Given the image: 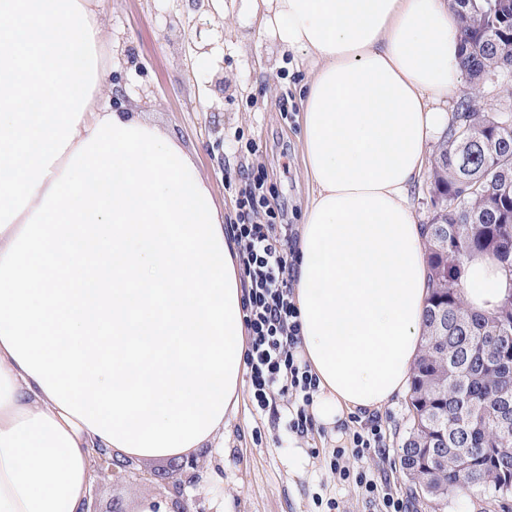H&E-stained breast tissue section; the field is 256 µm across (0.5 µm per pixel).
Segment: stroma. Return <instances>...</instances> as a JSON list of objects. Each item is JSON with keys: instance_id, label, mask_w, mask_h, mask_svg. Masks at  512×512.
I'll return each instance as SVG.
<instances>
[{"instance_id": "35a3bbf8", "label": "stroma", "mask_w": 512, "mask_h": 512, "mask_svg": "<svg viewBox=\"0 0 512 512\" xmlns=\"http://www.w3.org/2000/svg\"><path fill=\"white\" fill-rule=\"evenodd\" d=\"M218 18L211 0H97L109 34L104 49L114 107H127L169 128L207 178L225 215H233L244 171L267 174L271 203L288 207L301 224L313 185L303 150L302 98L310 75L257 25L239 23L237 0ZM380 415L388 459L369 454L362 470L379 489L410 497L399 467L408 428L406 397ZM338 430L314 423L308 436L288 432L284 420L257 412L242 391L224 421V445L198 455L200 482L187 495L188 512H373L364 491L336 478L332 447ZM168 460H134L115 480L94 482L99 512L120 503L131 512L140 499L164 498L170 485L155 480Z\"/></svg>"}]
</instances>
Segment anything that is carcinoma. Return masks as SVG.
I'll return each mask as SVG.
<instances>
[{
    "label": "carcinoma",
    "mask_w": 512,
    "mask_h": 512,
    "mask_svg": "<svg viewBox=\"0 0 512 512\" xmlns=\"http://www.w3.org/2000/svg\"><path fill=\"white\" fill-rule=\"evenodd\" d=\"M453 8L471 92L452 115L432 171L448 209L423 225L429 295L399 465L414 485L430 484L429 501L462 496L479 500L481 512H512V247H496L512 237V123L483 111L474 94L512 44V7L454 0ZM463 128L476 140L465 142ZM476 258L509 275L508 290L484 309L464 298Z\"/></svg>",
    "instance_id": "obj_1"
}]
</instances>
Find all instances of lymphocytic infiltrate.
Segmentation results:
<instances>
[{"mask_svg": "<svg viewBox=\"0 0 512 512\" xmlns=\"http://www.w3.org/2000/svg\"><path fill=\"white\" fill-rule=\"evenodd\" d=\"M262 171H250L246 186L236 197L234 219L225 230L233 237L241 270L246 312L245 361L254 407L264 412L285 399L289 432L303 437L312 428L309 412L318 392V380L301 354L300 320L295 303L296 242L294 225L274 207ZM348 447L332 451L342 480H355L373 495L376 512H408V503L392 493H379L377 482L366 472H351L346 452L363 457L369 450L386 447L380 418L371 414L359 427L345 429Z\"/></svg>", "mask_w": 512, "mask_h": 512, "instance_id": "lymphocytic-infiltrate-1", "label": "lymphocytic infiltrate"}]
</instances>
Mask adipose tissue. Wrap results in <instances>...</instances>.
<instances>
[{"mask_svg":"<svg viewBox=\"0 0 512 512\" xmlns=\"http://www.w3.org/2000/svg\"><path fill=\"white\" fill-rule=\"evenodd\" d=\"M312 78L297 239L302 354L326 426L404 395L428 294L410 205L459 93L447 0H242ZM92 0H0V512H86L94 449L224 445L243 278L174 134L104 105Z\"/></svg>","mask_w":512,"mask_h":512,"instance_id":"ef3b65f1","label":"adipose tissue"}]
</instances>
